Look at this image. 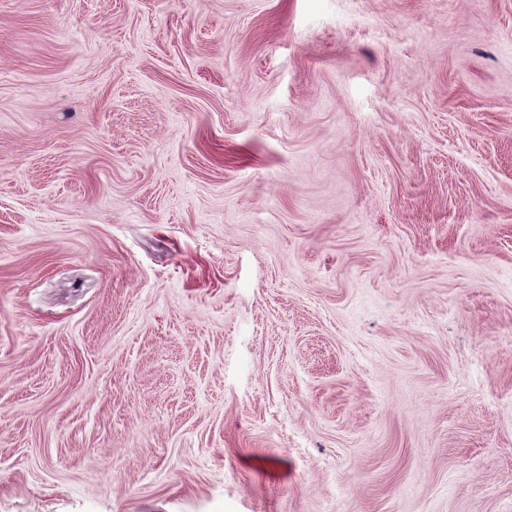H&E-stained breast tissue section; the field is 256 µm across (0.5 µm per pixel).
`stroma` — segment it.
<instances>
[{
	"mask_svg": "<svg viewBox=\"0 0 512 512\" xmlns=\"http://www.w3.org/2000/svg\"><path fill=\"white\" fill-rule=\"evenodd\" d=\"M0 512H512V0H0Z\"/></svg>",
	"mask_w": 512,
	"mask_h": 512,
	"instance_id": "stroma-1",
	"label": "stroma"
}]
</instances>
